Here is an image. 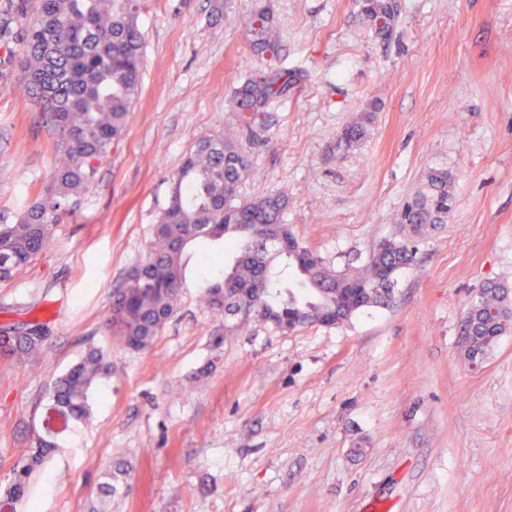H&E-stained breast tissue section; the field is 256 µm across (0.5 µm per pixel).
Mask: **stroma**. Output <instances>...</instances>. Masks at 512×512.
Instances as JSON below:
<instances>
[{
  "mask_svg": "<svg viewBox=\"0 0 512 512\" xmlns=\"http://www.w3.org/2000/svg\"><path fill=\"white\" fill-rule=\"evenodd\" d=\"M141 90L124 137L50 246L0 280V326L39 322L25 358L0 357V495L43 432L60 376L90 348L109 371L87 421L56 437L21 512H512V327L465 364L458 332L485 282L512 298V0H398L389 39L363 0H139ZM273 16L287 97L240 143L241 198L288 196L284 219L335 271L399 235L428 171L450 178L444 224L388 303L340 326L231 333L204 288L221 244L183 254L176 312L153 345L110 335L112 292L143 259L171 176L236 123L231 97L266 68L246 22ZM0 62V217L50 182L51 135ZM368 114V136H338ZM117 492H99L106 473Z\"/></svg>",
  "mask_w": 512,
  "mask_h": 512,
  "instance_id": "1",
  "label": "stroma"
}]
</instances>
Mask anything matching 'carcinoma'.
Returning <instances> with one entry per match:
<instances>
[{
	"instance_id": "carcinoma-1",
	"label": "carcinoma",
	"mask_w": 512,
	"mask_h": 512,
	"mask_svg": "<svg viewBox=\"0 0 512 512\" xmlns=\"http://www.w3.org/2000/svg\"><path fill=\"white\" fill-rule=\"evenodd\" d=\"M138 0H12L8 10L22 21L13 31L0 27V44L9 59L19 58V90L45 114L59 162L37 199L11 224H0V279L13 276L49 245L55 225L69 201L91 188L98 165L123 136L138 96L144 68L143 34ZM364 19L379 34L393 29L390 0H365ZM254 52L278 55V39L269 10L246 22ZM294 77L269 67L236 89L231 100L238 126L252 128L268 107L288 95ZM363 121L347 125L339 143L352 146L364 137ZM247 160L231 129L204 139L183 161L168 207L154 225L147 257L132 265L113 290L109 328L124 346L149 348L173 317L182 281L185 248L203 240H229L235 258L224 281L205 287L204 301L213 310L239 317L237 325L261 321L280 331L308 324L335 326L349 322L366 307L382 304L396 275L415 263L409 240H384L362 269L334 271L303 246L284 224V196L242 199L238 187ZM448 173L435 170L426 189L408 201L398 223L419 236L444 223L450 210ZM288 261L295 288L282 285L275 261ZM512 321L504 289L489 283L464 314L460 347L473 364L483 358ZM45 336L39 325L0 338V353L24 358L35 353ZM108 369L96 349L56 383L43 412L45 436L18 472L0 512L25 490V480L52 447L50 438L90 414V394Z\"/></svg>"
}]
</instances>
